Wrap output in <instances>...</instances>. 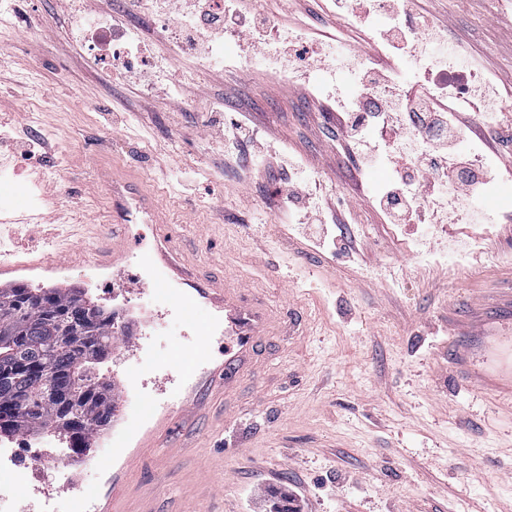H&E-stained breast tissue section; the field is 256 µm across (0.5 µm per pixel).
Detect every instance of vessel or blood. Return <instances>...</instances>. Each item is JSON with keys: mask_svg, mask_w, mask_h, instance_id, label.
Segmentation results:
<instances>
[{"mask_svg": "<svg viewBox=\"0 0 512 512\" xmlns=\"http://www.w3.org/2000/svg\"><path fill=\"white\" fill-rule=\"evenodd\" d=\"M93 232L95 236L112 241L110 249L98 252L96 263L111 269L113 287L142 288L150 292L163 306L165 315L176 318L188 327L193 348L199 356H206L215 337H222L224 360L220 370L224 376L225 389H232L242 374L251 368L260 349V340L269 334L273 323L262 297L257 296L247 301L235 289L212 281L201 286L198 297L184 295L175 290L171 283V274L176 271V264L168 260L156 263L143 238L132 237L128 225L97 224ZM133 259L149 269V277L130 272L129 262ZM47 261L44 255L23 262L1 257L0 280L13 278L17 271L33 269ZM202 298L223 311V324L210 322L199 325L196 311L198 301ZM185 377L186 373L181 368L169 362L163 363L161 374L153 378V391L141 394L140 413L137 418L126 419L125 436L115 440V447H124L129 441L134 442L136 447H145L153 442L158 431L168 428L171 418L178 412L172 386Z\"/></svg>", "mask_w": 512, "mask_h": 512, "instance_id": "b4317fda", "label": "vessel or blood"}]
</instances>
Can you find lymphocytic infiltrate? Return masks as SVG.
<instances>
[{
	"label": "lymphocytic infiltrate",
	"instance_id": "1",
	"mask_svg": "<svg viewBox=\"0 0 512 512\" xmlns=\"http://www.w3.org/2000/svg\"><path fill=\"white\" fill-rule=\"evenodd\" d=\"M165 6L182 21L189 52L208 54V46L194 35L198 23L213 22L208 0H166ZM393 80L390 65L365 67L359 83L371 96L358 109L341 115L340 132L349 147L360 152L361 164L367 168L388 162L393 141L401 134L422 137L420 153L401 164L396 179L376 203L390 223L426 224L430 221L426 201L447 189L474 198L485 177L461 149L474 115L454 97L428 89L387 96L385 90Z\"/></svg>",
	"mask_w": 512,
	"mask_h": 512
}]
</instances>
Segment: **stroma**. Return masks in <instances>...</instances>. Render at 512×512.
Here are the masks:
<instances>
[{"instance_id": "obj_1", "label": "stroma", "mask_w": 512, "mask_h": 512, "mask_svg": "<svg viewBox=\"0 0 512 512\" xmlns=\"http://www.w3.org/2000/svg\"><path fill=\"white\" fill-rule=\"evenodd\" d=\"M73 2L15 0L0 26V165L24 162L32 186L0 222V251L20 260L54 253L85 225L124 217L131 187L141 186L178 231L170 257L193 263L192 281L221 276L260 289L301 332L268 336L263 369L242 378L232 404L220 375L197 367L182 386L191 412L170 428L174 452L112 453L124 428L111 424L70 453L67 489L49 475L52 495L33 512H56L80 486L93 489L87 512H272L285 493L303 497L298 512H512V192L482 204L491 224L388 223L375 199L392 166L358 169L334 139L356 73L376 51L358 17L336 15V0H310L329 19L320 60L284 76L265 55L284 50L285 34L308 38L289 20V0H240L245 15L280 25L255 50L235 39V70L191 55L168 63L173 16L149 12L139 40L149 63L165 65V100L90 63L71 40ZM442 3L438 31L456 53L511 76L512 0ZM239 122L267 141L281 169L253 172L248 157L225 149ZM25 128L46 142L43 161L25 159ZM299 166L310 205L343 200L346 224L295 222L277 188ZM473 233L484 234V247L463 264L431 263L449 239ZM340 235L348 253L335 249ZM82 252L84 264L16 283L84 289L95 304L152 325L165 359L187 351L179 324L154 325L155 301L111 287L94 247ZM98 369L127 383L117 409L127 415L146 367L116 349Z\"/></svg>"}]
</instances>
